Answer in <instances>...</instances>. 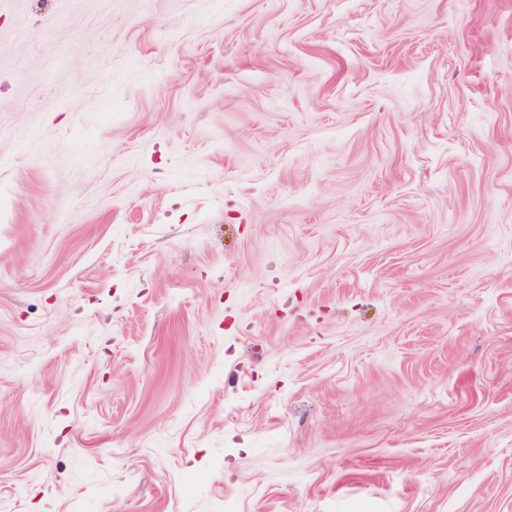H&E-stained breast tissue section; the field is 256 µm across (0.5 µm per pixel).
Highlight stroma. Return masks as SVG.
Segmentation results:
<instances>
[{"mask_svg": "<svg viewBox=\"0 0 512 512\" xmlns=\"http://www.w3.org/2000/svg\"><path fill=\"white\" fill-rule=\"evenodd\" d=\"M0 512H512V0H0Z\"/></svg>", "mask_w": 512, "mask_h": 512, "instance_id": "1", "label": "stroma"}]
</instances>
